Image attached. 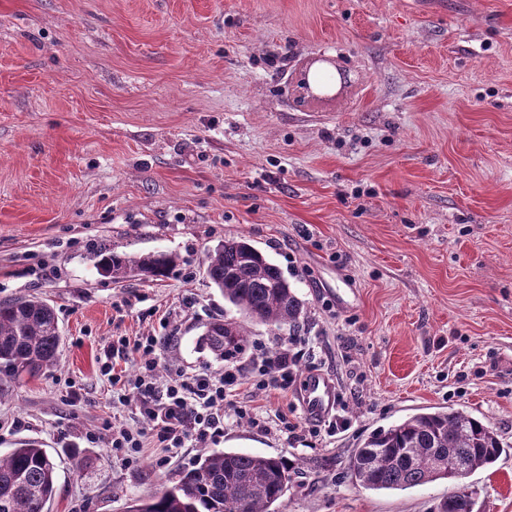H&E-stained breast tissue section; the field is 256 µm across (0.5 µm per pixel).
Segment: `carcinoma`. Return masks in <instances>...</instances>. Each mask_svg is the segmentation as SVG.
Instances as JSON below:
<instances>
[{
	"mask_svg": "<svg viewBox=\"0 0 512 512\" xmlns=\"http://www.w3.org/2000/svg\"><path fill=\"white\" fill-rule=\"evenodd\" d=\"M94 256L114 280L144 272L169 274L174 259L164 252L120 256L104 245ZM205 274L230 304L249 318L273 326H297L303 303L280 269L246 238L227 239L207 255ZM247 330L216 320L199 346L220 360L238 352ZM60 336L54 307L38 296L0 302V386L34 377L56 364ZM505 452L497 433L460 410L422 412L371 433L348 462L352 481L372 490H406L438 480L456 484L441 457H452L469 472L490 468ZM296 473L283 456L214 452L183 472L173 486L136 500L127 512H280ZM55 464L39 441L18 443L0 457V512H45L55 494ZM464 491L440 502L436 512H472Z\"/></svg>",
	"mask_w": 512,
	"mask_h": 512,
	"instance_id": "1",
	"label": "carcinoma"
}]
</instances>
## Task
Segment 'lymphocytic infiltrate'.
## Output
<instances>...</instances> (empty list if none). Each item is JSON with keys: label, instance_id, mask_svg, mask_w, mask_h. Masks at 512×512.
Listing matches in <instances>:
<instances>
[{"label": "lymphocytic infiltrate", "instance_id": "1", "mask_svg": "<svg viewBox=\"0 0 512 512\" xmlns=\"http://www.w3.org/2000/svg\"><path fill=\"white\" fill-rule=\"evenodd\" d=\"M174 341V336L153 334L113 340L99 372L109 383L114 400L135 402L140 422L134 426L105 425L103 431L86 433V441L104 444L124 461L137 464L147 441H154L172 457L223 433L224 407L240 372L236 356L226 357L221 372L182 370L162 384L158 381L157 352ZM313 353L310 339L298 336L286 344H256L250 361L261 387L284 391L295 382L298 363ZM127 360L135 365L129 376L116 370L118 362Z\"/></svg>", "mask_w": 512, "mask_h": 512}]
</instances>
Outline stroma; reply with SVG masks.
<instances>
[{"instance_id": "stroma-1", "label": "stroma", "mask_w": 512, "mask_h": 512, "mask_svg": "<svg viewBox=\"0 0 512 512\" xmlns=\"http://www.w3.org/2000/svg\"><path fill=\"white\" fill-rule=\"evenodd\" d=\"M318 62L341 77L323 103ZM236 237L295 288L297 330L210 284L208 251ZM102 244L176 267L116 282ZM33 294L56 310L58 361L6 388L0 456L48 449V512H126L222 450L297 463L283 512H434L447 481L372 491L346 466L428 408L512 448V0H0V301ZM217 319L252 343L310 337L298 375L334 379L348 428L292 439L228 410L222 437L162 467L151 441L127 465L85 442L137 421L99 375L114 337L173 329L159 376L213 372L197 339ZM240 360L237 404L308 425L298 387L266 394ZM470 481L473 512H512V451Z\"/></svg>"}]
</instances>
